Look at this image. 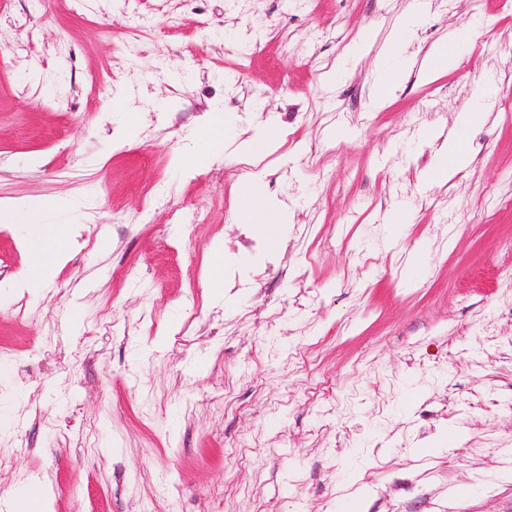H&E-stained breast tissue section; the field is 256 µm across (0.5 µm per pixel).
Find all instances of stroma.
Listing matches in <instances>:
<instances>
[{
	"mask_svg": "<svg viewBox=\"0 0 512 512\" xmlns=\"http://www.w3.org/2000/svg\"><path fill=\"white\" fill-rule=\"evenodd\" d=\"M509 111L512 0H0V512H512ZM212 118L196 150L182 159L187 166H197L210 156L224 149L223 117L220 113ZM246 216L252 224H281L283 211L270 204L259 192L252 191L246 201ZM47 207V203L32 202L20 210L11 213L1 222L3 224H17L19 222L43 224L42 213Z\"/></svg>",
	"mask_w": 512,
	"mask_h": 512,
	"instance_id": "35a3bbf8",
	"label": "stroma"
}]
</instances>
